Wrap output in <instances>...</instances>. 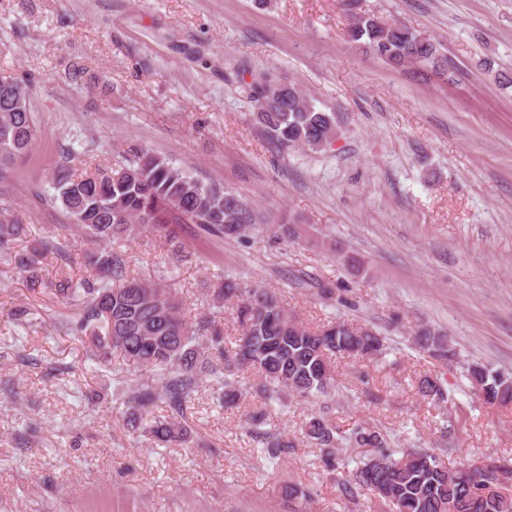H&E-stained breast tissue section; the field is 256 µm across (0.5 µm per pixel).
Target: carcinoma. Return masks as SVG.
I'll return each instance as SVG.
<instances>
[{"mask_svg": "<svg viewBox=\"0 0 512 512\" xmlns=\"http://www.w3.org/2000/svg\"><path fill=\"white\" fill-rule=\"evenodd\" d=\"M349 37L392 66L441 65L436 43L403 24L388 25L375 16L355 14ZM249 97L257 104L256 122L280 149L320 150L336 139L335 116L317 109L293 85L266 77L249 84ZM35 136L26 88L11 76L0 75V179L32 149ZM52 189L48 200L60 203L96 244L85 260L106 273V279L43 282L41 255L55 250L61 262L68 263L50 236L15 252L14 267L65 303L81 297L79 311L66 326L78 334L90 333V361H105L110 348L152 372L156 386L142 388L132 397L134 406L126 424L134 431L146 430L162 443L185 440L186 403L204 378L224 388L217 397L221 407L238 399L233 376L241 369L254 372L255 392L270 403L287 396L309 399L331 394L337 358H375L383 353V339L375 333L343 322L313 330L288 314L275 294L260 288H242L224 280L213 289L215 313L192 325L181 314L172 289L127 278L126 260L112 249V242L137 226L163 236L177 257L183 246L166 233L170 218L187 219L229 238L240 236L254 223L248 205L235 194L188 176L165 157L133 147L118 168L99 166L77 177L59 169L52 177ZM8 212L7 204L0 205V251L5 252L24 235L23 225L10 222ZM234 297L239 299L235 314L241 334L235 346L226 349L216 318L224 301ZM415 342L438 357H453L445 338L429 329H419ZM469 378L486 401H512L511 377L477 365L469 370ZM418 388L424 397L444 399L442 384L431 375L420 377ZM159 400L170 410L164 420L153 416ZM305 435L326 455L333 454L337 439L330 419L311 417ZM261 436L271 459L291 447L278 432L263 431ZM351 439L360 448L374 449L373 457L346 474L343 491L352 497L369 491L389 501L396 512H512V498L499 491L503 481L512 479V472L499 465L449 467L426 451L400 454L379 432L365 427L354 429Z\"/></svg>", "mask_w": 512, "mask_h": 512, "instance_id": "cac0c4a2", "label": "carcinoma"}]
</instances>
